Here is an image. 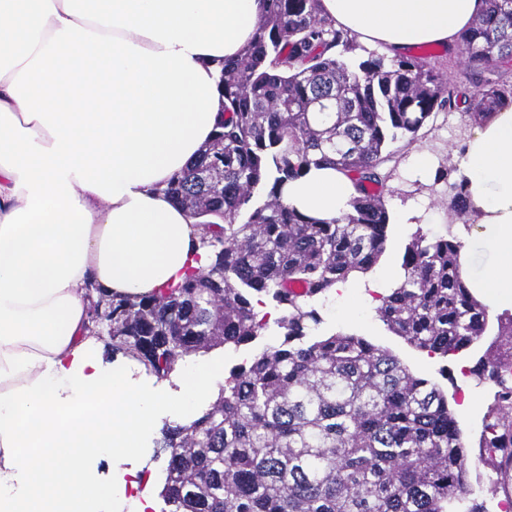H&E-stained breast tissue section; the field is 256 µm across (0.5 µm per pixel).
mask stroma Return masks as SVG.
I'll return each instance as SVG.
<instances>
[{
  "mask_svg": "<svg viewBox=\"0 0 512 512\" xmlns=\"http://www.w3.org/2000/svg\"><path fill=\"white\" fill-rule=\"evenodd\" d=\"M413 54L423 58L429 67L450 76L456 103L452 109L437 110L430 123L419 131L414 142L399 139L390 143L387 148L391 158L384 164L382 171L387 176L383 193L388 210L394 215L412 208L416 210L417 216L413 223L392 225L388 256L378 263L382 270L387 268L389 256L403 253L415 232L420 231L430 236L451 233L464 240L472 232L471 226L465 225L454 212L442 206L441 201L448 196L449 183L456 179L455 174L447 170L448 148L452 145H463L471 133L472 122L466 114L468 98L482 84L483 77L464 69L461 55L457 52L451 54L439 47L426 45L415 48ZM419 153L427 154L434 168L445 170V180L437 182L414 172L413 158ZM359 296V289H344L336 298L334 310L323 311V330L365 336L373 343L390 349L413 373L425 376L443 388L448 396L449 406L453 409L470 446L472 462L468 481L478 489L475 501L482 512H494L503 494L492 483L494 473L491 467L477 460L483 417L493 400V389L480 382L476 376L460 372L461 366H473L484 352V345H476L463 356L448 360L428 355L411 347L401 337L391 334L376 318L374 309L357 310ZM171 423V418L158 416L148 447L140 449L129 461L131 467L149 477L148 491L154 496L152 512H164L166 508L158 495L167 466V455L161 448L160 441L163 429Z\"/></svg>",
  "mask_w": 512,
  "mask_h": 512,
  "instance_id": "1",
  "label": "stroma"
}]
</instances>
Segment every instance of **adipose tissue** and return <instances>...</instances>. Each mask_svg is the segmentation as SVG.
<instances>
[{"label": "adipose tissue", "mask_w": 512, "mask_h": 512, "mask_svg": "<svg viewBox=\"0 0 512 512\" xmlns=\"http://www.w3.org/2000/svg\"><path fill=\"white\" fill-rule=\"evenodd\" d=\"M391 55L455 49L482 0H319ZM262 0H0V512H151L126 462L155 416L193 412L224 376L189 358L160 396L89 333L91 286L145 296L208 259L166 193L212 136L218 62L249 42ZM474 230L473 294L512 310V106L482 121L458 173ZM351 182L310 167L283 191L302 213L349 209ZM491 258L474 267V247ZM112 478L94 479L99 460Z\"/></svg>", "instance_id": "obj_1"}]
</instances>
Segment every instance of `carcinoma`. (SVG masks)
Wrapping results in <instances>:
<instances>
[{"label":"carcinoma","mask_w":512,"mask_h":512,"mask_svg":"<svg viewBox=\"0 0 512 512\" xmlns=\"http://www.w3.org/2000/svg\"><path fill=\"white\" fill-rule=\"evenodd\" d=\"M486 7L461 37L463 64L512 62V0ZM350 49L319 0H263L252 40L220 63L222 118L166 193L195 219L210 263L177 288L112 306V350L162 379L185 357L255 342L279 311L281 339L235 366L209 407L164 431L160 497L169 512H482L470 500V456L438 384L353 333L319 332L317 301L373 269L387 250L389 210L378 187L386 149L413 141L452 104L450 80L416 59ZM512 103V80H488L470 99L477 122ZM349 177L351 209L329 221L288 205L281 190L311 166ZM448 209L467 216L464 184ZM458 237L414 234L403 275L376 317L410 346L441 357L470 350L490 312L467 286ZM472 373L494 389L479 458L512 469V314Z\"/></svg>","instance_id":"obj_1"}]
</instances>
